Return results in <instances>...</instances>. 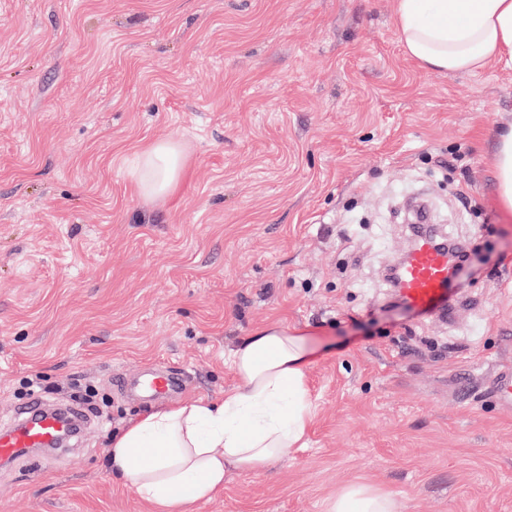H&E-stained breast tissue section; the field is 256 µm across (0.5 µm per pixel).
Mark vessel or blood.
<instances>
[{
    "label": "vessel or blood",
    "instance_id": "1",
    "mask_svg": "<svg viewBox=\"0 0 512 512\" xmlns=\"http://www.w3.org/2000/svg\"><path fill=\"white\" fill-rule=\"evenodd\" d=\"M453 259V252L446 245L430 234L421 235L395 278L405 304L419 312L433 310L448 286ZM135 386L140 392L163 397L179 388L180 378L174 373H147L136 380ZM19 413L21 420L13 429L0 431V462L4 464L37 450L55 448L72 425L67 416L42 407L36 399L21 405Z\"/></svg>",
    "mask_w": 512,
    "mask_h": 512
}]
</instances>
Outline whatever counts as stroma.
<instances>
[{
	"mask_svg": "<svg viewBox=\"0 0 512 512\" xmlns=\"http://www.w3.org/2000/svg\"><path fill=\"white\" fill-rule=\"evenodd\" d=\"M396 0H0V425L40 377L89 407L76 446L0 465V512H152L106 465L148 412L123 380L181 374L164 406L219 399L253 329L304 332L307 447L231 473L192 512H330L363 482L399 512H512V214L491 159L512 70L430 74ZM160 137L185 167L140 196ZM425 196L471 244L452 310L386 271ZM182 170L179 143L171 138H160L138 155L130 175L142 194L163 198L176 189Z\"/></svg>",
	"mask_w": 512,
	"mask_h": 512,
	"instance_id": "stroma-1",
	"label": "stroma"
}]
</instances>
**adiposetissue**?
Here are the masks:
<instances>
[{"mask_svg":"<svg viewBox=\"0 0 512 512\" xmlns=\"http://www.w3.org/2000/svg\"><path fill=\"white\" fill-rule=\"evenodd\" d=\"M404 50L432 73H469L495 63L512 69V0H397ZM183 170L180 145L161 138L137 157L139 191L163 198ZM307 337L284 326L256 329L232 352L236 385L218 400L144 414L113 438L108 466L154 512H188L211 501L230 472L254 473L303 447L313 416ZM331 512H397L396 501L353 483Z\"/></svg>","mask_w":512,"mask_h":512,"instance_id":"ef3b65f1","label":"adipose tissue"}]
</instances>
